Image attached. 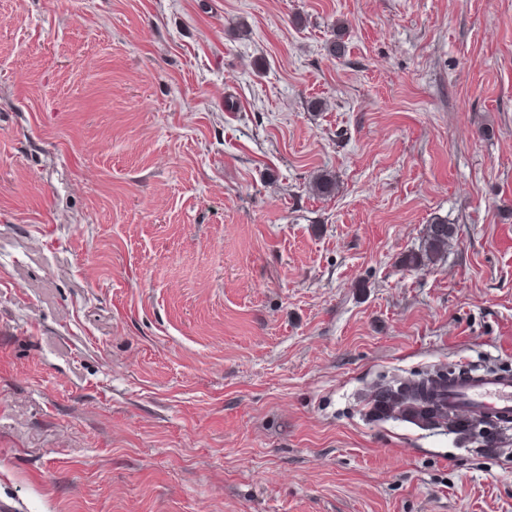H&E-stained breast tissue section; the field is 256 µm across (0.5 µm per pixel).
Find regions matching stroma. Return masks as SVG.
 Segmentation results:
<instances>
[{
    "label": "stroma",
    "mask_w": 512,
    "mask_h": 512,
    "mask_svg": "<svg viewBox=\"0 0 512 512\" xmlns=\"http://www.w3.org/2000/svg\"><path fill=\"white\" fill-rule=\"evenodd\" d=\"M463 362L512 370V0H0V512H512V425L372 410ZM456 233L454 224H448V220L434 218L426 234V246L423 252H409L402 258V263L411 269H422L433 264L437 257L447 250L448 242Z\"/></svg>",
    "instance_id": "obj_1"
}]
</instances>
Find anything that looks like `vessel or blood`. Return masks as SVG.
Here are the masks:
<instances>
[{
    "mask_svg": "<svg viewBox=\"0 0 512 512\" xmlns=\"http://www.w3.org/2000/svg\"><path fill=\"white\" fill-rule=\"evenodd\" d=\"M445 399L460 416L481 413L512 423V374L498 370L456 369Z\"/></svg>",
    "mask_w": 512,
    "mask_h": 512,
    "instance_id": "b4317fda",
    "label": "vessel or blood"
}]
</instances>
